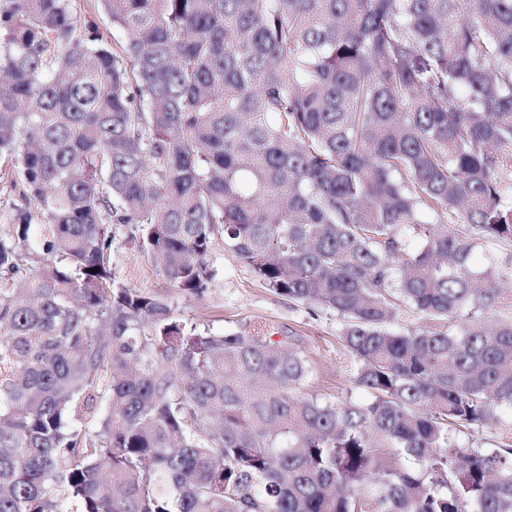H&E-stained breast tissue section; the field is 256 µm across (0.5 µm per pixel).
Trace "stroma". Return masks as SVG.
<instances>
[{
	"mask_svg": "<svg viewBox=\"0 0 512 512\" xmlns=\"http://www.w3.org/2000/svg\"><path fill=\"white\" fill-rule=\"evenodd\" d=\"M218 271L203 298L181 294L173 283L142 258L128 227L115 232L112 264L119 280L173 303L184 315L223 333L257 321L275 324L288 345L303 349L315 363L310 389L318 396L343 399L349 396L350 360L339 335L342 321L336 315L315 311L288 301L263 288L251 270L216 242L207 257Z\"/></svg>",
	"mask_w": 512,
	"mask_h": 512,
	"instance_id": "35a3bbf8",
	"label": "stroma"
}]
</instances>
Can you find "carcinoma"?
<instances>
[{"mask_svg": "<svg viewBox=\"0 0 512 512\" xmlns=\"http://www.w3.org/2000/svg\"><path fill=\"white\" fill-rule=\"evenodd\" d=\"M101 2L110 46L0 0V512H512V293L479 287L512 264L472 261L512 244V0ZM115 225L187 296L220 240L341 318L365 398L126 286ZM488 256H492L500 264H505V262L512 260V246L508 243L493 245L490 247L485 244L479 245L476 247L473 254L474 263L483 265Z\"/></svg>", "mask_w": 512, "mask_h": 512, "instance_id": "obj_1", "label": "carcinoma"}]
</instances>
